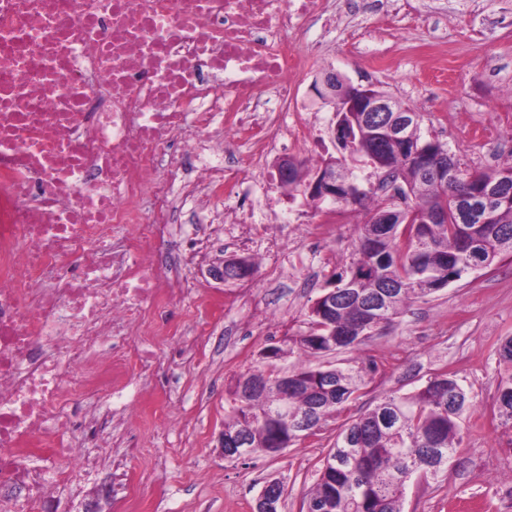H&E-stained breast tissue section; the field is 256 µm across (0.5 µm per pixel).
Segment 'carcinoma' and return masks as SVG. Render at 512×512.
Here are the masks:
<instances>
[{
	"label": "carcinoma",
	"mask_w": 512,
	"mask_h": 512,
	"mask_svg": "<svg viewBox=\"0 0 512 512\" xmlns=\"http://www.w3.org/2000/svg\"><path fill=\"white\" fill-rule=\"evenodd\" d=\"M337 142L367 161L385 162L409 197V209L398 224L372 218L389 203L360 189L353 172L336 159V203L357 206L370 215L357 225L358 258L336 279V305L316 299L309 311L310 327L296 339L309 354H328L357 347L376 332L392 326L414 301L429 297L469 274L468 251L480 253L488 264L512 254V164L478 171L468 183L455 174L460 163L448 155V176L427 177L410 152L368 119L343 116ZM493 185L498 197L489 203L484 224H462L460 200ZM447 208L448 223L429 218ZM385 287L395 289L378 325L367 322L361 309ZM279 372H247L239 376L224 434L246 433L254 452L275 453L299 441L292 418L279 417V407L321 429L327 418L355 400L363 377L358 371L326 365L300 367L288 373V392L277 384ZM468 397L454 375L437 374L417 390L385 396L370 411L352 420L318 470L315 486L301 512H402L406 487L427 466L437 475L455 457L461 444L458 419ZM496 406L512 421V377L497 387Z\"/></svg>",
	"instance_id": "obj_1"
}]
</instances>
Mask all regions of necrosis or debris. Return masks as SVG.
Returning <instances> with one entry per match:
<instances>
[{
  "mask_svg": "<svg viewBox=\"0 0 512 512\" xmlns=\"http://www.w3.org/2000/svg\"><path fill=\"white\" fill-rule=\"evenodd\" d=\"M327 0H0V512H58L90 494L97 463L72 409L132 425L133 368L155 338L203 350L212 303L185 276L228 224L254 223L235 143L266 162L283 129L314 165L326 148L301 112L297 38ZM239 206L224 213L219 203ZM198 217L158 272L183 211Z\"/></svg>",
  "mask_w": 512,
  "mask_h": 512,
  "instance_id": "1",
  "label": "necrosis or debris"
}]
</instances>
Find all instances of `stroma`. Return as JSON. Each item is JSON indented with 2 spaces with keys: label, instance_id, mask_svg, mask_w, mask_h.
<instances>
[{
  "label": "stroma",
  "instance_id": "1",
  "mask_svg": "<svg viewBox=\"0 0 512 512\" xmlns=\"http://www.w3.org/2000/svg\"><path fill=\"white\" fill-rule=\"evenodd\" d=\"M335 2V23L314 14L300 35L319 46L298 81L305 111L332 125V107L310 90L332 68L353 85L414 106L424 135L444 143L465 166L492 170L512 160V0ZM365 219L357 210L353 223L320 236L304 224H258L213 249L215 266L230 256L252 260V278L224 284L223 308L186 312V323L206 322L214 331L197 362H183L162 345L153 368L133 377L143 397L168 392L177 399L181 427L169 430L144 413L132 427L138 453L119 470L101 469L86 512H111L116 482L136 490L140 512H253L270 479L284 485L281 512H300L337 433L383 396L412 392L442 368L469 398L459 418L463 443L437 478L410 481L404 512H512V423L495 408L500 379L512 375L499 355L512 337L510 255L412 303L360 347L331 355L340 367L362 370L365 384L320 435L275 456L225 460L220 435L234 379L256 369L286 372L303 361L319 365L317 357H301L295 340L308 327L313 302L354 260V227ZM272 345L281 356L263 358ZM176 439L182 448L163 454Z\"/></svg>",
  "mask_w": 512,
  "mask_h": 512
}]
</instances>
